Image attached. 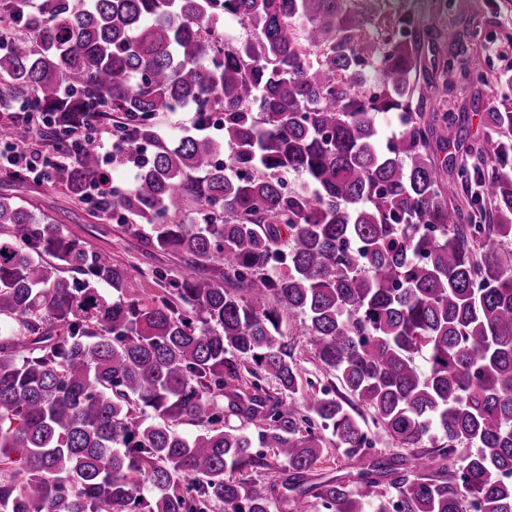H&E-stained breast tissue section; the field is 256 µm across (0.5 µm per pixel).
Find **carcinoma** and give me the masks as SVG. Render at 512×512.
<instances>
[{
  "label": "carcinoma",
  "instance_id": "obj_1",
  "mask_svg": "<svg viewBox=\"0 0 512 512\" xmlns=\"http://www.w3.org/2000/svg\"><path fill=\"white\" fill-rule=\"evenodd\" d=\"M371 2L0 0V140L112 126L137 182L95 209L184 263L146 292L0 196V512H272L262 448L280 512H366L361 487L389 492L373 512H512V106L486 113L493 157L446 180L435 90L466 72L425 76L423 20ZM181 107L197 133L170 140L155 119ZM99 179L93 137L53 182L81 201ZM285 316L351 399L296 404ZM360 406L410 456L371 452ZM329 428L356 472L317 482Z\"/></svg>",
  "mask_w": 512,
  "mask_h": 512
}]
</instances>
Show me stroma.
<instances>
[{
    "label": "stroma",
    "mask_w": 512,
    "mask_h": 512,
    "mask_svg": "<svg viewBox=\"0 0 512 512\" xmlns=\"http://www.w3.org/2000/svg\"><path fill=\"white\" fill-rule=\"evenodd\" d=\"M404 11L420 16L433 35L447 30L464 34L460 44L442 46L444 53L457 55L469 72L468 78L445 95L449 110L463 125L462 130H449L448 136L453 139L465 133L464 146L454 151V160L476 164L496 139L484 115L498 105L505 91L498 80L512 76V0H379L380 16ZM474 28L479 31L475 39L469 36ZM0 196L13 198L37 215L51 217L87 248L110 254L113 263L134 265L148 274L160 270L173 275L183 266L178 255L147 249L110 217L71 197L62 187L0 178ZM283 330L294 359L315 387L335 382V372L317 358L305 323L295 318L284 322Z\"/></svg>",
    "instance_id": "1"
}]
</instances>
